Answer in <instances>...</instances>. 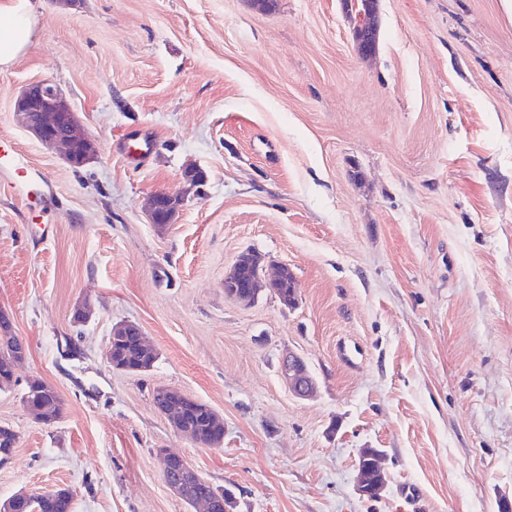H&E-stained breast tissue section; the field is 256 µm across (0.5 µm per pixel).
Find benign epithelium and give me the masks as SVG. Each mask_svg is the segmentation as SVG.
<instances>
[{
	"label": "benign epithelium",
	"mask_w": 512,
	"mask_h": 512,
	"mask_svg": "<svg viewBox=\"0 0 512 512\" xmlns=\"http://www.w3.org/2000/svg\"><path fill=\"white\" fill-rule=\"evenodd\" d=\"M351 19L356 40L363 50H371L377 34L374 10L371 9L367 13L354 11L351 13ZM13 110L21 124L38 141L47 146L61 148L64 160L70 166L83 167L93 159L92 139L88 131L79 123L55 85L46 81L28 85L16 97ZM182 205L181 197L166 192H156L148 199L147 217L152 224H171ZM246 257L250 258V264L254 268L249 283L251 291H240V285L234 282L236 267L233 266L224 277V293L245 305H250L262 289H273L284 279L285 269L279 268L274 276L266 280L263 278L261 257L244 252L237 257L235 263L244 261ZM132 335L137 336L141 344H147L145 333L140 326L130 323L112 326L111 336L114 338ZM281 374L296 397L307 398L314 393L316 383L301 356L294 353L285 355L282 359ZM56 395L57 392L49 390L48 384L39 379H33L24 396V405L29 411L49 422L51 421L49 408ZM158 454L162 459V474L168 488L180 498L192 496L193 505H201L205 512H212L214 507L212 496L207 492L199 494L192 491L195 484L202 481V478L188 467L185 458L165 448L159 449ZM359 459L368 462L376 478L369 483L363 471H357V490L361 495L373 498L385 486V478L380 466V451L376 448H365L360 451ZM32 496V492L20 490L0 502V512H23Z\"/></svg>",
	"instance_id": "7a95c632"
}]
</instances>
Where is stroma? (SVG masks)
<instances>
[{
	"instance_id": "obj_1",
	"label": "stroma",
	"mask_w": 512,
	"mask_h": 512,
	"mask_svg": "<svg viewBox=\"0 0 512 512\" xmlns=\"http://www.w3.org/2000/svg\"><path fill=\"white\" fill-rule=\"evenodd\" d=\"M31 2L30 43L0 68V137L21 167L0 172V311L28 343L0 391L19 436L0 500L62 486L74 512H195L164 483L168 448L232 512L512 501V0H379L370 61L341 0ZM38 81L91 133V163L17 123ZM132 131L146 158L124 154ZM158 191L185 197L163 228L143 209ZM249 249L288 266L295 306L225 295ZM120 322L155 346L150 371L108 362ZM289 352L314 396L284 382ZM34 376L58 390V421L25 408ZM159 386L219 414L220 447L178 435ZM363 448L383 453L372 500L355 486ZM281 374L296 397L307 398L314 393L316 383L301 356L290 352L285 355L282 359Z\"/></svg>"
}]
</instances>
